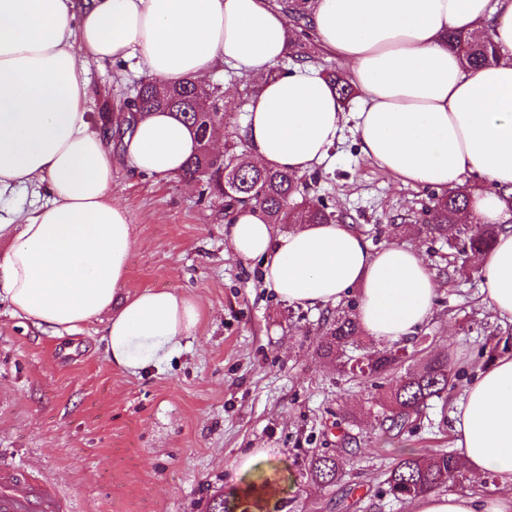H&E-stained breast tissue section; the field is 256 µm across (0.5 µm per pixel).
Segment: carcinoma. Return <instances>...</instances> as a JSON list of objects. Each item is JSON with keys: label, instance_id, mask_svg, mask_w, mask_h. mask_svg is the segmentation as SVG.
I'll return each instance as SVG.
<instances>
[{"label": "carcinoma", "instance_id": "obj_1", "mask_svg": "<svg viewBox=\"0 0 512 512\" xmlns=\"http://www.w3.org/2000/svg\"><path fill=\"white\" fill-rule=\"evenodd\" d=\"M307 0H277L294 26L305 29L306 14L302 5ZM448 44L457 49L464 65L488 62L496 57V45L486 31L468 35L448 34ZM140 104L134 113L166 110L194 128V146L180 176L203 184L205 191L224 201L229 212L239 206H251L262 211L271 224H293L302 216L310 223L333 221L336 212L323 197L309 194L310 184L284 170L250 166L238 144L225 146L219 156L206 138L208 127L224 125L226 113L219 87L186 82L159 91L152 82L139 85ZM472 188L458 187L439 198L423 211L424 228L435 237L448 241V248L461 256V266L480 264L493 245L502 227L498 224H465ZM325 332L319 352L336 359L344 373L367 379H384L397 369L404 348L393 346L355 362L345 355L348 345L363 334L357 322L344 312H332L324 317ZM458 375L448 358H435L423 367L399 380L393 391L381 402L386 431L402 433L417 421L423 408L434 398H440L455 386ZM350 450L339 448L334 453H314L304 463L301 477L321 489L340 482L350 464ZM462 462L450 453L431 458L404 456L388 471L384 484L386 493L405 501L432 491L453 480L461 472ZM257 506L245 495L232 502L224 495L212 498L208 512H249Z\"/></svg>", "mask_w": 512, "mask_h": 512}]
</instances>
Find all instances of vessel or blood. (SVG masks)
<instances>
[{"instance_id": "obj_1", "label": "vessel or blood", "mask_w": 512, "mask_h": 512, "mask_svg": "<svg viewBox=\"0 0 512 512\" xmlns=\"http://www.w3.org/2000/svg\"><path fill=\"white\" fill-rule=\"evenodd\" d=\"M54 486L16 469H0V512H63Z\"/></svg>"}]
</instances>
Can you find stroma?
<instances>
[{"label":"stroma","instance_id":"35a3bbf8","mask_svg":"<svg viewBox=\"0 0 512 512\" xmlns=\"http://www.w3.org/2000/svg\"><path fill=\"white\" fill-rule=\"evenodd\" d=\"M92 118L119 119L138 79L121 65L90 64ZM231 87L224 135L242 140L249 78L222 67ZM316 194L374 246L392 240L388 218L402 215L439 290L432 315L408 342L398 375L449 356L462 375L447 399L412 428L386 433L378 399L391 379L342 373L319 356L326 309L306 310L263 288L257 265L224 243V204L197 183L132 175L114 158L112 196L134 226L129 278L116 300L157 288L197 297L205 312L194 336L160 368L133 376L113 367L104 325L57 336L14 316L0 302V466L49 479L74 512H204L216 492L239 489L228 465L257 449L281 457L290 476L281 512H408L385 492L396 459L454 452L451 411L488 348L512 340V321L483 299L477 271L458 275L446 241L417 227L415 212L436 190L403 183L364 159L344 131L315 170ZM356 448L336 487L305 485L300 469L315 451Z\"/></svg>","mask_w":512,"mask_h":512}]
</instances>
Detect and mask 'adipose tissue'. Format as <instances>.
<instances>
[{
	"instance_id": "ef3b65f1",
	"label": "adipose tissue",
	"mask_w": 512,
	"mask_h": 512,
	"mask_svg": "<svg viewBox=\"0 0 512 512\" xmlns=\"http://www.w3.org/2000/svg\"><path fill=\"white\" fill-rule=\"evenodd\" d=\"M308 26L361 94L346 114L318 66L288 64L286 17L270 0H0V195L47 186L27 214L0 221V300L55 333L100 320L113 366L137 375L166 363L204 314L198 299L145 289L115 305L135 245L112 200V150L131 174L178 175L190 130L167 112L138 117L119 146L91 130L89 63L123 62L159 87L201 81L217 65L259 91L243 135L248 159L302 176L328 158L346 124L363 156L406 183L448 190L465 174L494 185L473 215L500 220L512 192V0H309ZM490 32L497 55L462 66L448 33ZM229 250L256 262L283 301L316 310L357 292L354 318L380 346L413 338L438 284L411 244L376 249L348 225L283 231L255 208L224 224ZM488 306L512 319V227L480 265ZM455 446L475 475L512 484V355L471 382L453 412ZM411 512H512V494L429 492Z\"/></svg>"
}]
</instances>
